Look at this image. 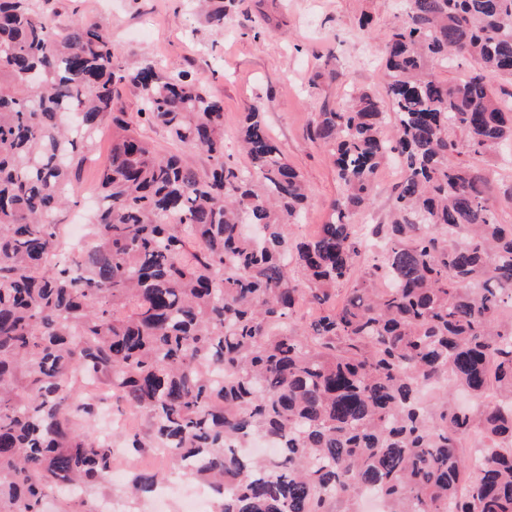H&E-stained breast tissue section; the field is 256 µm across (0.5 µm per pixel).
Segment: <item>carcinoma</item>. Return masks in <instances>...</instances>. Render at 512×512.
Returning a JSON list of instances; mask_svg holds the SVG:
<instances>
[{
  "label": "carcinoma",
  "mask_w": 512,
  "mask_h": 512,
  "mask_svg": "<svg viewBox=\"0 0 512 512\" xmlns=\"http://www.w3.org/2000/svg\"><path fill=\"white\" fill-rule=\"evenodd\" d=\"M405 2L386 38L390 112L361 91L310 130L342 193L297 241L310 189L263 113L240 130L250 167L226 166L223 101L189 72L117 68L99 26L0 0V512L48 497L70 512L116 451L143 448L216 487L212 512H333L369 491L387 512H512V224L458 161L462 145L512 148V101L487 81L512 82V0ZM458 58L478 71L441 80ZM126 82L143 94L137 126L204 151L207 171L114 112ZM108 118L95 244L59 254L55 214ZM387 163L403 174L389 223H353ZM303 305L315 315L298 325ZM94 381L148 415V434L101 440L82 396ZM253 438L276 455L242 453ZM164 479L136 474L130 493Z\"/></svg>",
  "instance_id": "carcinoma-1"
}]
</instances>
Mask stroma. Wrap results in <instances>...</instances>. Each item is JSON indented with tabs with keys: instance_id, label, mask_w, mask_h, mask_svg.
I'll return each instance as SVG.
<instances>
[{
	"instance_id": "35a3bbf8",
	"label": "stroma",
	"mask_w": 512,
	"mask_h": 512,
	"mask_svg": "<svg viewBox=\"0 0 512 512\" xmlns=\"http://www.w3.org/2000/svg\"><path fill=\"white\" fill-rule=\"evenodd\" d=\"M223 32L189 13L184 0H49L48 11L64 22L95 23L112 36L114 63L143 59L157 70H189L213 96L224 101V160L239 169L250 160L238 144L243 112L258 107L288 162L304 177L311 198L300 235L323 223L341 188L326 147L308 132L319 112L342 107L365 89L384 95L383 48L400 18L399 0H224ZM370 18L369 30L360 27ZM112 135L104 133L88 154L73 200L57 214L62 226L86 223L96 199L101 170L111 158ZM485 170L490 199L502 223L512 224V158L463 154ZM402 172L394 166L376 175L370 208L361 224H384ZM123 480L107 477L103 493L76 503V512H182L187 483L176 485L165 505L133 499Z\"/></svg>"
}]
</instances>
